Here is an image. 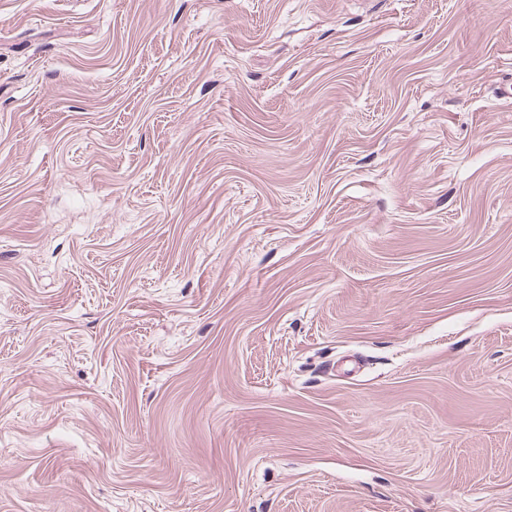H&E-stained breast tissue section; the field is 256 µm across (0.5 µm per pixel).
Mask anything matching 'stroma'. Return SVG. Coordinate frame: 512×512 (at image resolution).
Returning a JSON list of instances; mask_svg holds the SVG:
<instances>
[{
  "mask_svg": "<svg viewBox=\"0 0 512 512\" xmlns=\"http://www.w3.org/2000/svg\"><path fill=\"white\" fill-rule=\"evenodd\" d=\"M512 0H0V512H512Z\"/></svg>",
  "mask_w": 512,
  "mask_h": 512,
  "instance_id": "stroma-1",
  "label": "stroma"
}]
</instances>
